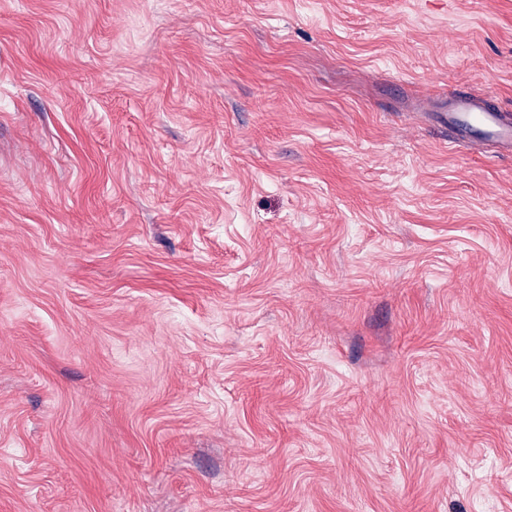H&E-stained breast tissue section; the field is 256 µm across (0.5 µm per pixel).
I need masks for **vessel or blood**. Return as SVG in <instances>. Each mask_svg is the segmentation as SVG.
I'll return each instance as SVG.
<instances>
[{"instance_id": "1", "label": "vessel or blood", "mask_w": 512, "mask_h": 512, "mask_svg": "<svg viewBox=\"0 0 512 512\" xmlns=\"http://www.w3.org/2000/svg\"><path fill=\"white\" fill-rule=\"evenodd\" d=\"M443 121L449 146H490L495 156L512 157V122L489 98L459 88L444 104Z\"/></svg>"}]
</instances>
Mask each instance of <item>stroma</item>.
Here are the masks:
<instances>
[{
  "label": "stroma",
  "mask_w": 512,
  "mask_h": 512,
  "mask_svg": "<svg viewBox=\"0 0 512 512\" xmlns=\"http://www.w3.org/2000/svg\"><path fill=\"white\" fill-rule=\"evenodd\" d=\"M512 0H0V512H512ZM442 113L448 128V146H491L492 157H512V122L491 99L460 87L448 96Z\"/></svg>",
  "instance_id": "1"
}]
</instances>
